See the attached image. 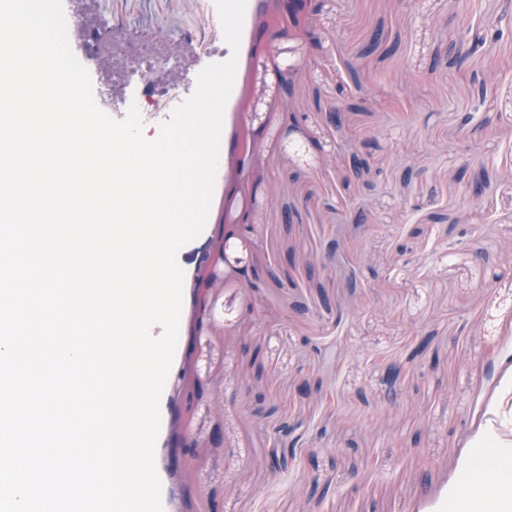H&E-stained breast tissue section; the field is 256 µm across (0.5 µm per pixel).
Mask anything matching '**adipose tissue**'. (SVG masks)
<instances>
[{"label":"adipose tissue","mask_w":512,"mask_h":512,"mask_svg":"<svg viewBox=\"0 0 512 512\" xmlns=\"http://www.w3.org/2000/svg\"><path fill=\"white\" fill-rule=\"evenodd\" d=\"M481 445L488 458L469 464L465 483L450 496V512H512V429L489 430Z\"/></svg>","instance_id":"obj_1"}]
</instances>
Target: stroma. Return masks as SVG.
I'll list each match as a JSON object with an SVG mask.
<instances>
[{"label": "stroma", "mask_w": 512, "mask_h": 512, "mask_svg": "<svg viewBox=\"0 0 512 512\" xmlns=\"http://www.w3.org/2000/svg\"><path fill=\"white\" fill-rule=\"evenodd\" d=\"M63 8L112 34L108 59L71 49L116 120L131 88L145 104L173 84L189 98L205 66L238 59L208 220L177 254L163 512H439L512 383V0H317L312 41L282 29L278 0H247L236 51L210 0ZM147 47L169 62L142 82ZM337 108L341 130L325 118ZM244 144L246 183L232 173ZM355 148L356 177L341 163ZM245 212L257 231L225 237ZM219 248L252 286L195 283ZM284 423L295 455L275 469Z\"/></svg>", "instance_id": "35a3bbf8"}]
</instances>
